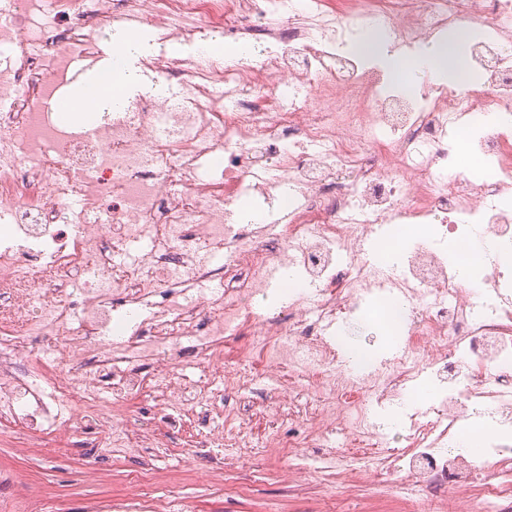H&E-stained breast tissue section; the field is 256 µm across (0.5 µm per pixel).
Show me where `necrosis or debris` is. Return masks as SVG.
<instances>
[{"instance_id":"obj_1","label":"necrosis or debris","mask_w":512,"mask_h":512,"mask_svg":"<svg viewBox=\"0 0 512 512\" xmlns=\"http://www.w3.org/2000/svg\"><path fill=\"white\" fill-rule=\"evenodd\" d=\"M278 23H257L272 6ZM123 15L156 33L137 97L99 125L72 129L50 108L75 56ZM466 29L453 84L416 89L348 41L388 35L415 51ZM221 31L261 48L227 67L165 51ZM492 176L476 180L458 130ZM223 157L224 170L203 164ZM250 192L271 223L232 217ZM512 0H0V430L26 452L50 444L111 457L143 454L121 502L83 512H193L153 497L155 460H202L224 477V451L289 460L340 432L336 484L368 469L444 496L463 512H512V287L492 261L464 281L429 241L377 264L365 244L387 224H437L488 249L512 244ZM144 249L129 258L131 242ZM300 275L265 306L273 270ZM405 334L387 363L353 366L333 328L376 291ZM197 368V377L185 374ZM276 378L287 404L244 394ZM439 397L408 409L420 381ZM153 400L155 415L137 409ZM401 410V447L386 409ZM485 416L491 463L457 443ZM267 430L253 438V420ZM302 431L282 434L287 423ZM193 425L191 445L181 441Z\"/></svg>"}]
</instances>
